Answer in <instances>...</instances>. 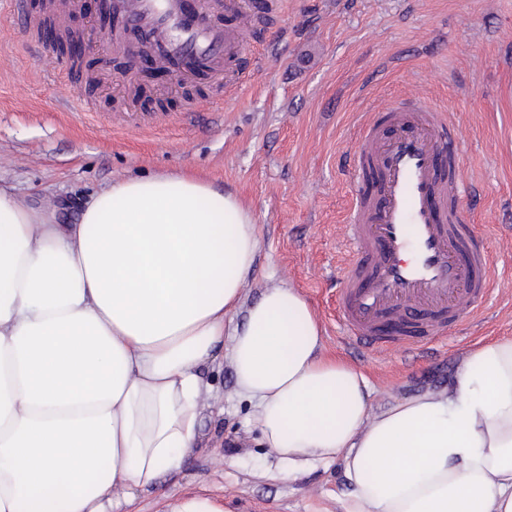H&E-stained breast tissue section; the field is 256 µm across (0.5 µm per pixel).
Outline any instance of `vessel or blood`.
<instances>
[{"label":"vessel or blood","instance_id":"1","mask_svg":"<svg viewBox=\"0 0 512 512\" xmlns=\"http://www.w3.org/2000/svg\"><path fill=\"white\" fill-rule=\"evenodd\" d=\"M126 19L149 32L166 56H201L228 69L234 99L259 64L252 20L203 25L183 0H118ZM458 122L423 91L382 105L357 126L350 173L357 189L348 210L350 244L336 264V313L342 334L374 353L413 351L471 326L492 291L484 236L462 217L465 188Z\"/></svg>","mask_w":512,"mask_h":512}]
</instances>
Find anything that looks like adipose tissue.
I'll use <instances>...</instances> for the list:
<instances>
[{"label":"adipose tissue","instance_id":"ef3b65f1","mask_svg":"<svg viewBox=\"0 0 512 512\" xmlns=\"http://www.w3.org/2000/svg\"><path fill=\"white\" fill-rule=\"evenodd\" d=\"M258 249L251 209L193 175L117 180L75 224L0 186V512H129L199 448L227 338L282 479L339 459L346 512H512V336L374 409L295 288L232 326Z\"/></svg>","mask_w":512,"mask_h":512}]
</instances>
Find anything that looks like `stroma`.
I'll return each instance as SVG.
<instances>
[{"label":"stroma","mask_w":512,"mask_h":512,"mask_svg":"<svg viewBox=\"0 0 512 512\" xmlns=\"http://www.w3.org/2000/svg\"><path fill=\"white\" fill-rule=\"evenodd\" d=\"M77 2L68 27L88 47L80 59L29 38L18 16L0 9V185L55 210L60 224L77 223L92 195L120 177L194 173L237 195L260 238L244 308L271 286L296 288L319 318L326 351L367 374L378 408L447 387L476 340L512 336V0H287L277 13L267 12L269 0H252L264 63L230 102L221 74L144 77L140 57L104 49L111 27L96 0ZM418 83L459 117L475 189L464 217L487 235L495 288L472 333L372 359L345 342L336 320V260L355 191L349 161L358 113ZM193 105L203 112L190 122ZM154 112L166 123L151 131ZM201 374L224 412L203 411L201 448L141 494L134 512H179L193 497L222 512H345L342 462L278 477L249 404L235 394L227 347Z\"/></svg>","instance_id":"obj_1"}]
</instances>
